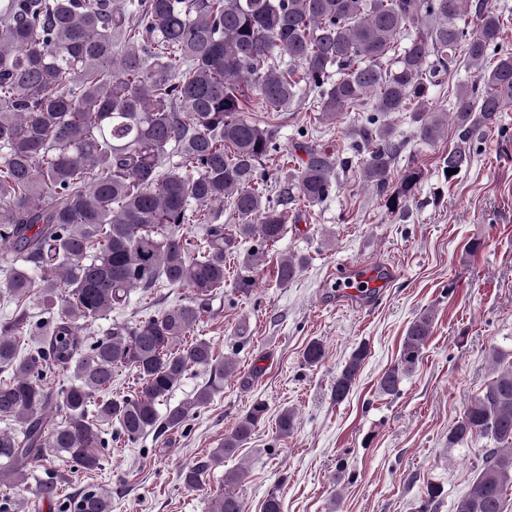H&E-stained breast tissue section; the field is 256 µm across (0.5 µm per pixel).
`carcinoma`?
Returning <instances> with one entry per match:
<instances>
[{
	"label": "carcinoma",
	"mask_w": 512,
	"mask_h": 512,
	"mask_svg": "<svg viewBox=\"0 0 512 512\" xmlns=\"http://www.w3.org/2000/svg\"><path fill=\"white\" fill-rule=\"evenodd\" d=\"M471 0H0V250L11 261L0 271V295L16 306L0 323V417L22 425L0 431V483L18 486L48 453L75 467H100L109 441L101 426L116 425L130 442L151 431L183 428L224 389L237 370L202 338L188 339L224 290V257L236 238L260 247L286 231L282 206L297 198L320 204L336 191L339 168L357 166L392 214H403L422 178L408 167L391 179L400 143L390 114L408 112L425 91L462 62L478 72L460 87L453 112L415 113L422 141L436 144L453 122L457 144L441 169L466 168L475 132L499 125L512 103V50L503 23ZM477 24H472V20ZM373 105L352 154L342 157L303 140L305 157L271 197L265 162L281 153L277 116L308 103L321 122ZM262 115L248 113L250 97ZM205 225L201 240L184 234ZM306 259L277 262L276 281L293 282ZM257 257L248 253L233 288L256 286ZM187 287L191 298L157 316L114 323L97 340L81 323L101 320L127 304L137 288ZM42 316L32 321L31 304ZM434 316L408 326L399 360L378 382L393 395L410 375L432 333ZM34 337L30 347L23 338ZM368 346L359 345L336 376L344 400L356 383ZM499 352L493 380L466 405L448 431L450 447L490 438L482 468L453 512H504L512 488V362ZM325 348L310 341L309 366ZM192 367L209 373L193 397L160 414L158 405ZM120 368L140 387L108 400ZM66 373L54 392L49 382ZM60 410L50 428L44 415ZM267 406L255 402L221 446L182 470L185 487L199 489L263 424ZM295 412L280 411L275 428L286 439ZM231 471L210 512H243ZM443 489L427 485L418 512H435ZM70 512H112V497L90 488Z\"/></svg>",
	"instance_id": "cac0c4a2"
}]
</instances>
